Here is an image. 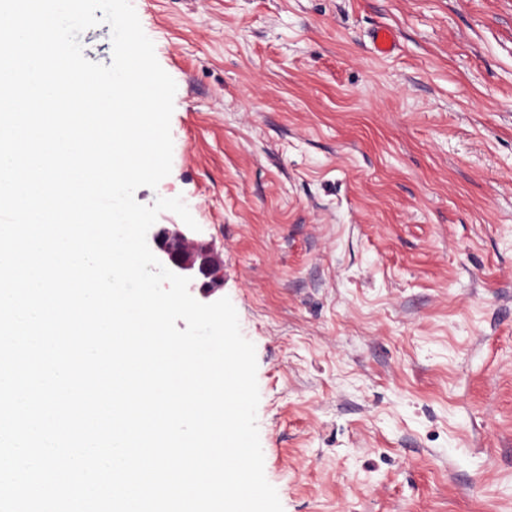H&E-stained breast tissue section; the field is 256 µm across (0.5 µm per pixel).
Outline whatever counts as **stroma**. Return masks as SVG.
Returning a JSON list of instances; mask_svg holds the SVG:
<instances>
[{"label":"stroma","instance_id":"35a3bbf8","mask_svg":"<svg viewBox=\"0 0 512 512\" xmlns=\"http://www.w3.org/2000/svg\"><path fill=\"white\" fill-rule=\"evenodd\" d=\"M132 4L284 512H512V0ZM370 37L377 56H390L396 48L397 34L391 27H376L372 30Z\"/></svg>","mask_w":512,"mask_h":512}]
</instances>
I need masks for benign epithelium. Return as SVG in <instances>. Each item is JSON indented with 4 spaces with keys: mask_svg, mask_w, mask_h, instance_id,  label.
Masks as SVG:
<instances>
[{
    "mask_svg": "<svg viewBox=\"0 0 512 512\" xmlns=\"http://www.w3.org/2000/svg\"><path fill=\"white\" fill-rule=\"evenodd\" d=\"M147 241L163 265L190 278L189 290L196 300L209 302L224 281V259L212 242L192 237L185 224H155Z\"/></svg>",
    "mask_w": 512,
    "mask_h": 512,
    "instance_id": "1",
    "label": "benign epithelium"
}]
</instances>
